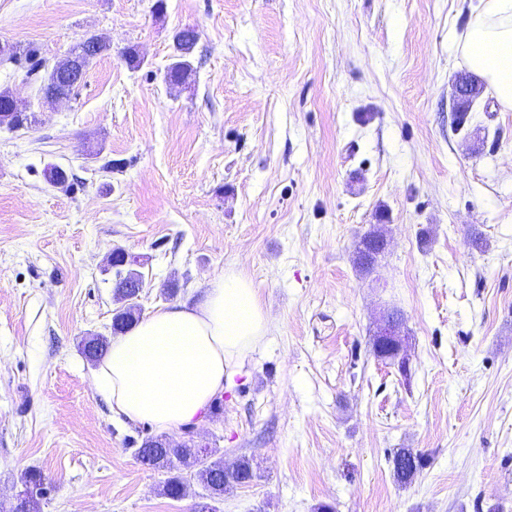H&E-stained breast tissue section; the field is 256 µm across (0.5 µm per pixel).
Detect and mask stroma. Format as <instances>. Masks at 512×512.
<instances>
[{
    "label": "stroma",
    "instance_id": "obj_1",
    "mask_svg": "<svg viewBox=\"0 0 512 512\" xmlns=\"http://www.w3.org/2000/svg\"><path fill=\"white\" fill-rule=\"evenodd\" d=\"M476 2L0 0V43L45 67L87 34L111 45L56 104L0 64L31 107L0 125V502L30 468L42 512H192L203 491L161 494L167 472L135 458L154 428L113 416L80 351L112 334L121 248L142 315L231 267L272 323L172 436L257 463L216 512H512V110L487 86L466 122L451 107ZM185 28L193 72L172 85ZM376 229L368 275L355 248ZM387 309L407 381L372 353ZM399 448L427 457L403 487Z\"/></svg>",
    "mask_w": 512,
    "mask_h": 512
}]
</instances>
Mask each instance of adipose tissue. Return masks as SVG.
Masks as SVG:
<instances>
[{"instance_id": "ef3b65f1", "label": "adipose tissue", "mask_w": 512, "mask_h": 512, "mask_svg": "<svg viewBox=\"0 0 512 512\" xmlns=\"http://www.w3.org/2000/svg\"><path fill=\"white\" fill-rule=\"evenodd\" d=\"M454 46L512 108V0H478L472 24ZM270 329L251 282L223 271L199 302L158 309L112 337L97 389L127 420L180 431L201 421L213 399L233 387Z\"/></svg>"}]
</instances>
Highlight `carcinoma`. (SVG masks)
Listing matches in <instances>:
<instances>
[{
  "label": "carcinoma",
  "instance_id": "1",
  "mask_svg": "<svg viewBox=\"0 0 512 512\" xmlns=\"http://www.w3.org/2000/svg\"><path fill=\"white\" fill-rule=\"evenodd\" d=\"M192 71L190 56H180L173 59L165 72V81L172 84L185 82ZM13 98L9 89L0 90V113H7L9 123L16 127L26 121L28 116L22 112L11 111L7 103ZM114 296L122 302L112 319V331L117 334L139 319L138 310L131 306L121 289H114ZM107 352V339L95 336L83 344V353L89 360L98 362ZM373 353L381 360H388L398 366L404 375V380L411 378V369L405 361L396 359L395 354L384 349L379 340L373 341ZM136 459L148 469H164L170 472L165 480L163 493L172 499H183L190 492V483L181 473V468H197V477L204 484L207 491L205 500L196 503L195 512H214L211 502L224 497V493L235 487L251 483L257 477V467L252 460L242 458L239 460L236 471L231 475L224 474V460L213 457V451L192 444H173L167 437H148L141 443L136 452ZM394 478L402 486L411 484L420 471L427 464L423 454L412 448H398L393 454ZM24 489H33L32 495L24 503L25 512H41L43 495L38 490L44 485V475L37 469H29L21 477Z\"/></svg>",
  "mask_w": 512,
  "mask_h": 512
}]
</instances>
